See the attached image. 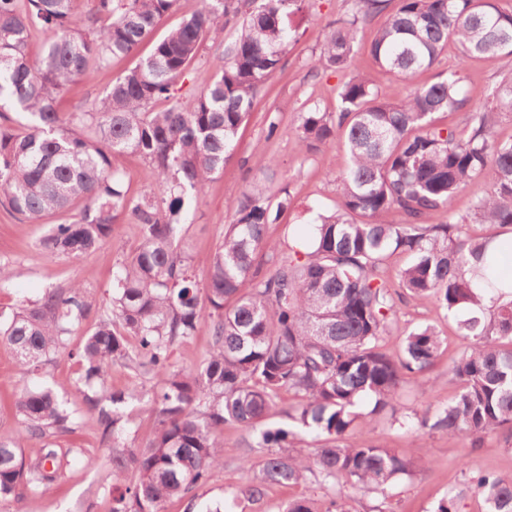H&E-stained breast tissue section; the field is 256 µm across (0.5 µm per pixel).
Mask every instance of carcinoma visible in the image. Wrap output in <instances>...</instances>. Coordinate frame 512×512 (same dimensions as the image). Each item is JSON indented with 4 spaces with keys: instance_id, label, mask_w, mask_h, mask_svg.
Listing matches in <instances>:
<instances>
[{
    "instance_id": "obj_1",
    "label": "carcinoma",
    "mask_w": 512,
    "mask_h": 512,
    "mask_svg": "<svg viewBox=\"0 0 512 512\" xmlns=\"http://www.w3.org/2000/svg\"><path fill=\"white\" fill-rule=\"evenodd\" d=\"M175 2L94 0L77 19L75 0H0V207L40 222L83 204L77 219L49 225L40 242L43 252L72 260L110 237L120 215L142 237L114 276L109 308L74 283L21 302L0 320V339L27 379L95 316L76 356L87 386L83 404L110 441L126 430L120 406L137 394L105 395L92 385L104 386L114 362L157 378L153 434L140 448L112 456L117 474H134L112 512H161L167 500L207 482L224 466L226 423L247 431L246 447L268 449L242 489L253 501L270 484H299L309 475L382 493L424 464L393 448L340 444L353 424L395 410L404 374H425L439 356L441 341L430 326L410 330L396 360L381 349L396 315L385 268L393 253L410 257L399 270L408 297L489 314L460 322L469 344L448 370L459 383L456 396L433 413L413 411L411 424L475 439L512 433V301L500 296L486 309L472 284L478 277L495 292L504 284L497 264H485V250L496 227L512 225V141L495 134L500 116L512 114V9L499 0H398L370 44L375 65L409 78L436 66L450 42L458 60L448 74L392 102L357 71L355 52L363 26L389 0H354L351 13L329 25L313 66L352 76L337 93L336 111L303 113L297 133L304 151L343 142L348 162L338 208L303 228L287 224L281 239H269L268 226L293 201L268 176L276 160L259 155L263 180L229 204L224 239L198 269L181 245L185 204L204 195L233 157L257 91L300 37L290 19L312 0H202L104 97L81 112L58 111L70 85L133 53ZM228 25L237 35L215 59L214 81L199 93L180 92L190 63ZM35 31L49 40L33 64L28 45ZM486 58L503 70L488 102L471 110L461 132L438 125L436 115L466 104L461 71ZM12 112L29 118L24 131L13 128ZM127 152L156 178L153 191L139 198L128 195L112 168V156ZM476 179L488 190L459 218L454 198ZM436 212L446 221L426 223ZM470 224L487 225V233L471 236ZM204 324L209 353L193 368L173 369L174 346ZM284 391L299 397L287 412L290 423L270 424ZM14 410L21 436L40 448L27 458L19 438L0 437V503L18 497L22 486L54 489L69 465L58 439L76 430L50 389L23 386ZM299 428L323 437L306 456L287 452ZM469 492L484 499L487 512H512V475L474 472L437 512H458Z\"/></svg>"
}]
</instances>
